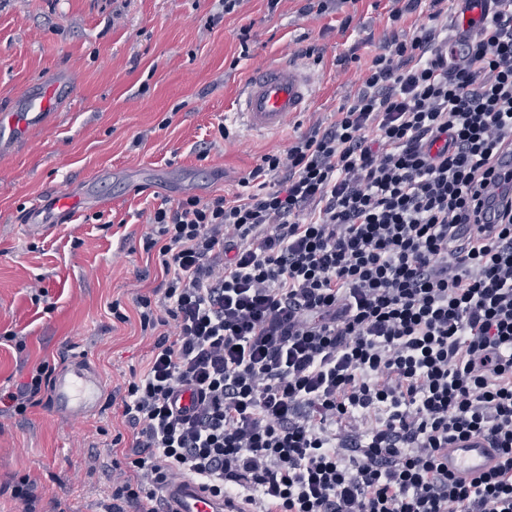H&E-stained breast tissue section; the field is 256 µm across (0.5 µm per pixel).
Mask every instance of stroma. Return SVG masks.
Here are the masks:
<instances>
[{
	"mask_svg": "<svg viewBox=\"0 0 512 512\" xmlns=\"http://www.w3.org/2000/svg\"><path fill=\"white\" fill-rule=\"evenodd\" d=\"M303 5L243 0L226 15L218 0H0V108L60 73L76 81L43 128L0 149V392L76 353L106 383L100 409L80 421L48 406L0 411V512H23L7 491L22 475L37 512H98L112 489V438L132 436L112 400L152 343L134 301L160 282L141 242L153 208L188 192L236 193L262 154L333 121L394 25L388 0L319 15ZM426 20L421 9L394 26ZM310 45L319 55L298 59ZM288 62L313 76L310 106L277 131L247 130L234 117L239 90L253 71ZM54 192L94 200L50 234H21L30 201ZM38 281L47 295L36 303L28 287ZM115 301L129 322L113 319Z\"/></svg>",
	"mask_w": 512,
	"mask_h": 512,
	"instance_id": "35a3bbf8",
	"label": "stroma"
}]
</instances>
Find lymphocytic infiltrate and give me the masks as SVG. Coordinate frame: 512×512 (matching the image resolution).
I'll use <instances>...</instances> for the list:
<instances>
[{
    "mask_svg": "<svg viewBox=\"0 0 512 512\" xmlns=\"http://www.w3.org/2000/svg\"><path fill=\"white\" fill-rule=\"evenodd\" d=\"M423 3L333 122L232 196L154 208L161 281L136 299L152 357L120 398L132 444L112 440L101 512H158L182 478L248 512H512V0L460 54L448 0L390 17ZM50 383L39 363L0 403L25 414ZM471 437L499 460L464 481L448 446Z\"/></svg>",
    "mask_w": 512,
    "mask_h": 512,
    "instance_id": "f902f5d3",
    "label": "lymphocytic infiltrate"
}]
</instances>
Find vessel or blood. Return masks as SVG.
Segmentation results:
<instances>
[{"mask_svg": "<svg viewBox=\"0 0 512 512\" xmlns=\"http://www.w3.org/2000/svg\"><path fill=\"white\" fill-rule=\"evenodd\" d=\"M74 82L60 75L48 85L27 92L12 106L0 110V144L27 138L41 128L49 110L58 100L71 98ZM313 98V79L293 65L272 66L251 77L236 104V116L247 129L256 132L278 130L288 116L304 111ZM79 198L53 196L51 202L33 201L27 213L23 233L50 232L54 224L73 216ZM103 398V383L75 358L70 368L60 371L53 382L51 403L56 413L71 419H83L97 409ZM498 454L486 441L473 438L456 442L448 450V470L464 479H472L492 469ZM165 512H241L237 505L213 497L200 483L187 479L164 491Z\"/></svg>", "mask_w": 512, "mask_h": 512, "instance_id": "vessel-or-blood-1", "label": "vessel or blood"}]
</instances>
